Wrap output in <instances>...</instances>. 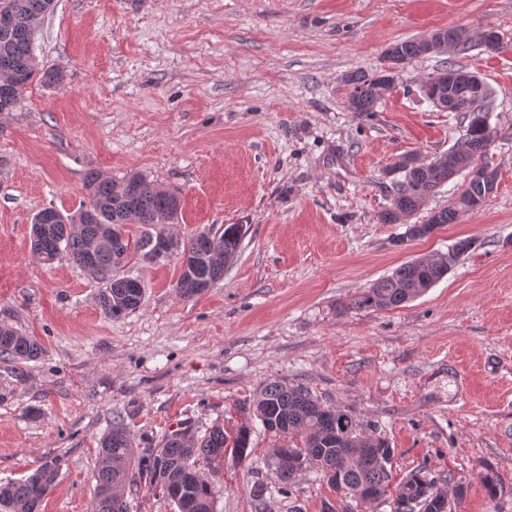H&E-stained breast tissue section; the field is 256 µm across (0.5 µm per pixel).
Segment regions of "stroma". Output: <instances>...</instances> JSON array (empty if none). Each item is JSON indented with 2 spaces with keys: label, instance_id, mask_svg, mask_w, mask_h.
Returning a JSON list of instances; mask_svg holds the SVG:
<instances>
[{
  "label": "stroma",
  "instance_id": "stroma-1",
  "mask_svg": "<svg viewBox=\"0 0 512 512\" xmlns=\"http://www.w3.org/2000/svg\"><path fill=\"white\" fill-rule=\"evenodd\" d=\"M35 36L59 82H33L0 112V325L35 337L34 360L0 359V482L46 462L58 477L39 512H90L99 441L113 416L137 447L166 433L240 423L267 382L309 387L376 425L394 475L452 473V512H512V0H56ZM455 27L494 28L505 46L460 61L494 94L484 207L424 239L383 224L407 152L428 162L462 135L420 84L449 56L417 58L363 114L343 78L383 70L386 49ZM145 174L182 199L175 232L225 224L247 234L223 280L180 298L177 261L124 274L145 284L120 318L104 286L31 249V220L76 211L85 175ZM475 241L448 276L403 307L347 309L361 288L416 257ZM298 439L255 427L250 457L209 472L217 512H323L337 495L320 471L279 492L272 449ZM494 468L504 488L480 481Z\"/></svg>",
  "mask_w": 512,
  "mask_h": 512
}]
</instances>
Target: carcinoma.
Listing matches in <instances>:
<instances>
[{
    "label": "carcinoma",
    "instance_id": "cac0c4a2",
    "mask_svg": "<svg viewBox=\"0 0 512 512\" xmlns=\"http://www.w3.org/2000/svg\"><path fill=\"white\" fill-rule=\"evenodd\" d=\"M54 9V0H0L1 12H19L26 24L11 26L0 23V112H13L24 92L38 77L54 81L57 75L39 66L34 50V36L41 21ZM442 36L460 52L481 47L489 52L502 49L501 41L493 45L482 42L480 33L464 39L453 28L442 30ZM427 40L409 39L395 43L404 62L427 55ZM344 82L352 87L348 108L358 114L370 112L387 94L385 74L351 72ZM442 92L454 110L467 121L461 145L429 163L418 162L414 153L410 163L401 159L390 166V172L401 175L394 182L389 205L381 211L382 224H404L406 239L429 236L437 228L455 221L459 211L478 210L487 202V184L469 180L448 206L434 212L421 224H410L408 218L419 211L439 187L462 170L486 163L489 145L485 134L492 105V91L478 95L465 80L446 82ZM88 201L75 213L56 212L48 224L32 223L31 247L45 264L65 257L106 285L100 303L105 313L119 318L138 309L144 299V284L136 278L119 277L117 269L132 259L151 261L156 241L164 230L162 219L173 222L180 212L179 196L147 179L138 171L116 180L99 172L86 178ZM134 222L146 227L140 237L130 240L123 231ZM245 230L241 224H226L214 233L201 231L186 239H175V254H189L192 269L180 272L176 291L183 299L204 292L203 280L215 284L224 277V267L238 255ZM474 247V240L461 239L446 253L432 258H414L392 274L375 280L349 300L351 310H389L401 307L442 280L456 260ZM41 345L17 329L0 325V357L17 361L37 358ZM260 421L263 428L276 434L299 435L303 446L276 448L272 458L283 463L274 466L281 490L305 466L319 469L340 498L341 508L327 507V512H352L347 500L363 504L392 500V512H415L419 504L435 508L438 499L447 497L437 486L439 478L425 468L411 471L393 483L388 469L393 458L389 442L369 424L360 423L354 412L324 405L309 388L287 386L278 381L265 384L252 400L248 417L231 431L213 427L198 438L187 428L164 437L157 448L137 452L123 420L116 416L100 443V467L92 512H129L126 487L143 482L158 487L174 508V512H216L211 486L200 475L201 466L214 467L224 457L243 461L251 452L252 425ZM57 474L54 462L44 464L20 481L0 484V512H38L52 489ZM489 498L501 492L500 474L488 469L481 478Z\"/></svg>",
    "mask_w": 512,
    "mask_h": 512
}]
</instances>
